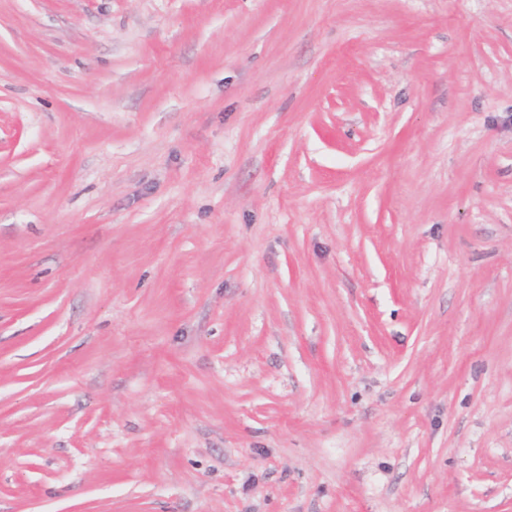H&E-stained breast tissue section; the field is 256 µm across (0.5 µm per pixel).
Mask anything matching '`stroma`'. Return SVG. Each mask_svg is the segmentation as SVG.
I'll return each mask as SVG.
<instances>
[{
	"mask_svg": "<svg viewBox=\"0 0 512 512\" xmlns=\"http://www.w3.org/2000/svg\"><path fill=\"white\" fill-rule=\"evenodd\" d=\"M0 512H512V0H0Z\"/></svg>",
	"mask_w": 512,
	"mask_h": 512,
	"instance_id": "obj_1",
	"label": "stroma"
}]
</instances>
